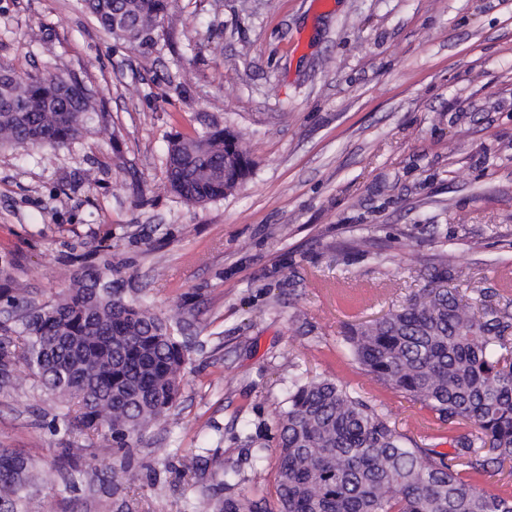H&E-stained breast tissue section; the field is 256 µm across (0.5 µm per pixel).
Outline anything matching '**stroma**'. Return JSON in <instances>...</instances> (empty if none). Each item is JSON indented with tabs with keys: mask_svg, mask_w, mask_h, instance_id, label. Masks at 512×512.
<instances>
[{
	"mask_svg": "<svg viewBox=\"0 0 512 512\" xmlns=\"http://www.w3.org/2000/svg\"><path fill=\"white\" fill-rule=\"evenodd\" d=\"M1 63L76 76L103 115L69 149H0L15 287L54 300L66 256L108 231L115 285L189 341L175 407L123 451L106 431L64 442L62 402L15 368L0 448L32 459L39 512H210L223 469L243 477L233 494L273 495L277 414L316 375L451 452L454 429L360 369L342 335L422 288L436 251L491 287L512 270V0H173L148 52L82 0H0ZM217 127L251 173L187 205L164 187L169 142ZM361 237L383 262L349 248ZM191 453L207 457L194 479L177 472Z\"/></svg>",
	"mask_w": 512,
	"mask_h": 512,
	"instance_id": "1",
	"label": "stroma"
}]
</instances>
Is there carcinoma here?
Returning a JSON list of instances; mask_svg holds the SVG:
<instances>
[{
	"label": "carcinoma",
	"mask_w": 512,
	"mask_h": 512,
	"mask_svg": "<svg viewBox=\"0 0 512 512\" xmlns=\"http://www.w3.org/2000/svg\"><path fill=\"white\" fill-rule=\"evenodd\" d=\"M100 29L144 51L156 44L168 0H84ZM89 90L74 76L18 78L0 65V147L68 148L96 128ZM226 166L232 179H211ZM215 129L169 143L165 186L205 205L250 174ZM54 301L18 312L25 297L0 288L17 326L0 329V386L24 363L50 394L70 404L56 431L90 437L107 426L122 447L140 440L176 404L186 346L149 305L112 287V266L74 254ZM426 285L384 316L344 335L353 361L462 432L447 456L419 446L366 401L327 378L294 385L279 411L275 497L215 500L212 512H512V497L488 495L457 467L512 475V292L471 275L465 291L441 253L426 264ZM29 458L0 450V512H29Z\"/></svg>",
	"instance_id": "obj_1"
}]
</instances>
